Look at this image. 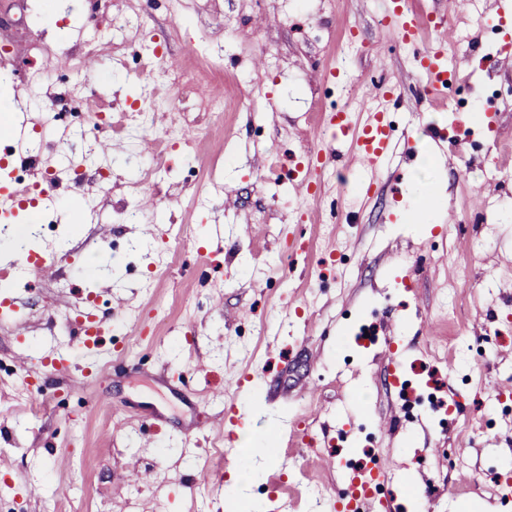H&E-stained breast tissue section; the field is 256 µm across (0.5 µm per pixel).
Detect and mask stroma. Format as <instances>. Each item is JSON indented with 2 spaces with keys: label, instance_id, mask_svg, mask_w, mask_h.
Returning a JSON list of instances; mask_svg holds the SVG:
<instances>
[{
  "label": "stroma",
  "instance_id": "obj_1",
  "mask_svg": "<svg viewBox=\"0 0 512 512\" xmlns=\"http://www.w3.org/2000/svg\"><path fill=\"white\" fill-rule=\"evenodd\" d=\"M0 0V108L33 126L67 98L50 77L86 51L94 71L89 109L112 110L110 181L86 170L55 183L57 239L36 251L51 274L30 275L22 304L0 307V512H225L237 464L223 456L272 445L256 457L248 491L265 512H332L364 467L393 477L375 492L392 512H512V59L489 34L512 42V19L474 0H404L414 13L447 15L466 46L454 57L473 98L496 86L494 111L470 115L418 93L412 50L384 35L393 0ZM125 30L124 42L85 39L83 23ZM168 36L186 71L195 43L218 53L222 78L208 88L226 106L196 150H144L122 131L135 81L122 70L143 33ZM335 70V80L324 70ZM394 85V137L412 136L409 157L385 172L378 194L354 186L367 174L345 154L319 174L303 162L327 139L315 93L332 86L352 110L361 84ZM441 143L440 166L427 161ZM154 166L163 191L134 224L118 210L139 169ZM216 171L218 190L184 182ZM317 181L311 203L297 191ZM438 182L439 210L412 219L413 188ZM68 289H60V281ZM94 314L101 334L79 344L74 322ZM373 317L370 347L353 325ZM67 357L69 387L47 367ZM59 407L32 414L17 396L24 373ZM397 421L396 434L383 424ZM209 472L202 485L193 480Z\"/></svg>",
  "mask_w": 512,
  "mask_h": 512
}]
</instances>
